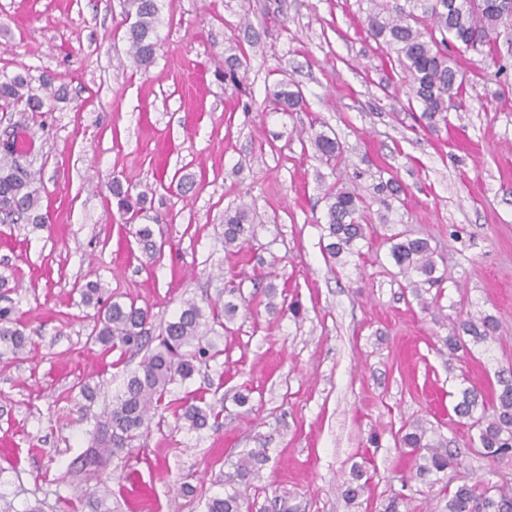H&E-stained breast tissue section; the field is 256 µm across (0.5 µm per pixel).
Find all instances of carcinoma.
<instances>
[{"instance_id": "obj_1", "label": "carcinoma", "mask_w": 512, "mask_h": 512, "mask_svg": "<svg viewBox=\"0 0 512 512\" xmlns=\"http://www.w3.org/2000/svg\"><path fill=\"white\" fill-rule=\"evenodd\" d=\"M408 7L395 10L375 8L365 18L370 35L381 39L397 55V61L412 95L422 107L421 118L428 129L439 122H448V112L461 109L464 80L456 62L448 54V45L459 43L481 47L490 59H497L499 41L512 40V0H407ZM122 14L130 21L126 40L134 63L146 69L155 60L157 51L156 24L158 0H120ZM33 78L17 73L0 80V106H23L25 112H39L44 100L61 95L62 88L54 86L49 75ZM275 101L288 108L301 104L300 91L291 84L274 93ZM315 152L329 161L340 153L336 139L320 132L311 137ZM118 211H136L143 196L132 197L120 184L112 186ZM327 222L323 225L324 250L331 259L361 256V242L367 239L368 225L364 224L368 209L364 198L350 188L338 189L326 196ZM38 226L48 221L41 212L40 178L37 172L20 162L16 136L0 141V223L19 222ZM249 209L241 206L224 213V248L242 249L254 240ZM389 256L398 273L408 279L407 288L422 306L424 295L440 286L445 274L438 273L435 249L429 239L397 233L389 238ZM81 303L97 308V321L92 338L109 350L144 352L140 369L129 374L120 394L112 401L111 409L95 421L97 447L87 448L69 465L63 480L80 484L84 478H102L105 468L116 452L133 447L151 421L150 412L162 405L171 389L186 382L201 367L220 354L210 338L214 327H224L237 315L235 303L240 288L224 289V305H214L206 312L194 301L184 302L180 313L161 329L159 335L148 334L146 326L150 312L134 302H122L103 297L100 284L89 280L79 287ZM497 329L490 315L471 314L453 326L442 339L448 354L468 352L463 336L476 344L488 341ZM30 336L15 317L14 308L0 307V359L23 353ZM499 390L486 398L474 388H465L453 407L455 415L467 421L475 432L473 441L479 453L488 460L512 455V377L498 379ZM176 421L190 430H201L218 420L219 413L194 398L181 400L175 411ZM421 424L401 437L404 447L415 456L416 477L437 484L447 477L448 470L458 465V455L448 448L443 438L431 439ZM266 449L254 448L240 457L230 470L224 472V494L210 497L207 512H243L246 498L240 487H249L261 466L266 462ZM367 471L354 467L345 482L343 496L353 504L364 493ZM445 500L440 512H512V487L495 485L479 479L471 484L454 487L445 483L441 489Z\"/></svg>"}]
</instances>
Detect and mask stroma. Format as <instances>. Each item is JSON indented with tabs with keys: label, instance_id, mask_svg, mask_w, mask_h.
I'll return each instance as SVG.
<instances>
[{
	"label": "stroma",
	"instance_id": "stroma-1",
	"mask_svg": "<svg viewBox=\"0 0 512 512\" xmlns=\"http://www.w3.org/2000/svg\"><path fill=\"white\" fill-rule=\"evenodd\" d=\"M372 0H160L154 63L128 55L119 0H0V77L51 74L65 89L39 112L0 110V135L21 133L39 171L44 227L0 224V307H14L31 344L0 361V494L11 512H205L228 464L254 448L268 460L247 492L250 512L280 499L298 512H439L437 490L411 480L400 443L421 422L463 459L454 483L512 481V459L488 461L453 412L462 389L492 395L512 374V70L457 55L461 113L428 130L395 53L363 21ZM239 57L237 82L225 61ZM293 83L301 108L272 93ZM336 138L325 161L310 135ZM395 181L388 203L379 183ZM145 194L126 223L113 182ZM358 186L369 208L362 257L329 259L326 193ZM248 205L256 240L224 248V213ZM150 225L161 250L135 236ZM431 238L448 279L422 310L388 258V237ZM275 259L266 278L265 262ZM240 282L245 301L209 367L176 389L220 410L200 431L171 411L107 477H60L87 448L139 357L90 338L78 288L149 308L159 333L185 300ZM276 287L267 298V284ZM494 316L492 339L451 357L441 339L459 314ZM100 394L82 416L79 385ZM250 395V411L236 406ZM370 480L359 506L342 484L353 464Z\"/></svg>",
	"mask_w": 512,
	"mask_h": 512
}]
</instances>
